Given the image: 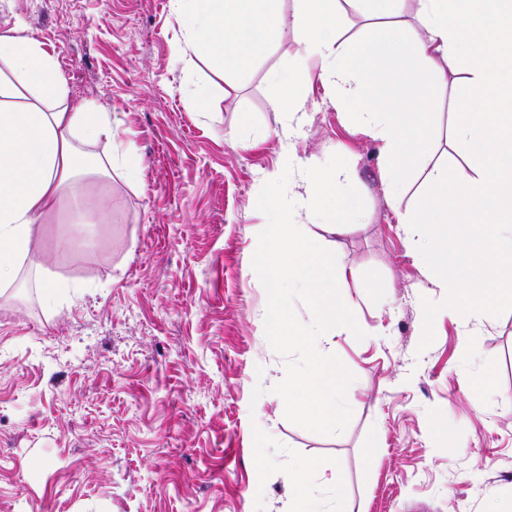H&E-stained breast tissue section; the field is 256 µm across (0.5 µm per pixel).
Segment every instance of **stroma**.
Returning a JSON list of instances; mask_svg holds the SVG:
<instances>
[{
    "label": "stroma",
    "mask_w": 512,
    "mask_h": 512,
    "mask_svg": "<svg viewBox=\"0 0 512 512\" xmlns=\"http://www.w3.org/2000/svg\"><path fill=\"white\" fill-rule=\"evenodd\" d=\"M299 8L282 0L270 46L228 75L178 59L171 0H0V32L41 43L69 104L111 114L114 142L81 153L141 159L138 179L113 170L111 200L83 180L94 223L61 198L0 297V512H284L303 460L335 475L323 496L336 512H512V304L466 310L478 280L512 271L487 263L494 228L482 252L461 238L471 216L456 201L433 224L398 221L425 209L434 165L468 154L452 134L466 87L436 89L392 197L381 142L310 64L293 150L343 156L364 200L358 221L312 231L348 270L339 291L365 337L340 327L325 346L355 377L343 434L289 422L273 391L284 360L252 258L288 123L268 73L303 51Z\"/></svg>",
    "instance_id": "35a3bbf8"
}]
</instances>
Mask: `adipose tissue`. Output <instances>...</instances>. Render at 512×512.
I'll return each instance as SVG.
<instances>
[{
  "mask_svg": "<svg viewBox=\"0 0 512 512\" xmlns=\"http://www.w3.org/2000/svg\"><path fill=\"white\" fill-rule=\"evenodd\" d=\"M280 0H173L184 31V51L206 64L247 68L264 42L278 32ZM398 0H367L382 18L380 43L364 51L372 73L387 57L411 50L416 69L432 89L454 78L471 96L455 116V136L473 150L464 166L430 175L432 205L456 195L475 224L502 227L494 261L512 267V0H414L421 31L391 22ZM292 19L303 34L304 58L321 62L322 80L354 101L367 133L380 140L389 161L386 185L397 190L423 132L432 96L408 72L394 76L402 96L384 105L358 96L352 65L337 37L341 0H300ZM0 63L12 74L0 77V288L11 285L29 252L35 225L44 223L62 196L82 203L75 165L76 139H113L106 112L68 107V89L39 42L21 29L0 35ZM36 89L34 101L18 103L19 86ZM313 465L303 461L294 473L288 512H327L310 484Z\"/></svg>",
  "mask_w": 512,
  "mask_h": 512,
  "instance_id": "adipose-tissue-1",
  "label": "adipose tissue"
}]
</instances>
